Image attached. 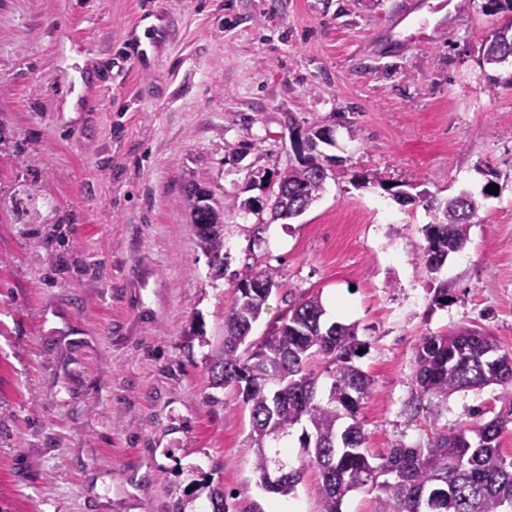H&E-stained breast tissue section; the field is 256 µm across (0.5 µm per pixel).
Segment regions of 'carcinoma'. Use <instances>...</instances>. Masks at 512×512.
Masks as SVG:
<instances>
[{"label":"carcinoma","mask_w":512,"mask_h":512,"mask_svg":"<svg viewBox=\"0 0 512 512\" xmlns=\"http://www.w3.org/2000/svg\"><path fill=\"white\" fill-rule=\"evenodd\" d=\"M506 35L482 40L484 92L493 95L501 84L512 85V74L498 70L512 64V18L503 20ZM319 136L304 140L310 151L298 166L275 174L270 190L271 210L280 218L304 214L324 191L327 174L318 166L313 151ZM210 194L206 182L191 181L187 190L190 220L203 250L218 260L224 251V210L218 203L196 206L197 197ZM435 212L425 228L427 268L441 267L448 256L461 252L469 241L471 224L480 201L461 192L445 201L427 199ZM260 277L270 284L252 288ZM279 288L277 273L268 267L248 266L233 285V298L224 310V342L211 365L213 382L231 388L249 411L251 433L245 452L252 455L261 488L286 496L294 492L301 471L288 463L283 450H270L267 442L288 435L306 423L301 448L321 475V512H343L345 497L358 488L377 493L378 512H512V457L499 448V438L512 424V354L500 349L493 337L464 328L456 332L424 336L416 348L411 376L412 396L407 411L413 419L429 421L431 434L423 444L400 442L385 457L366 448V435L358 419L361 402L373 382L357 365L358 351L365 349L356 326L324 317L321 296L314 294L289 307L288 318L261 342L247 345L253 325ZM334 365L327 401L318 398V379L305 371L313 357ZM496 385L507 391V400L494 416L475 420L457 431L439 427L441 408L448 396L469 389ZM210 512H228L224 486L208 481Z\"/></svg>","instance_id":"carcinoma-1"}]
</instances>
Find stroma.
<instances>
[{"mask_svg": "<svg viewBox=\"0 0 512 512\" xmlns=\"http://www.w3.org/2000/svg\"><path fill=\"white\" fill-rule=\"evenodd\" d=\"M459 2L0 0V129L24 146L0 159V512H206L208 476L228 512H320L301 427V483L266 493L248 410L211 385L247 266L280 282L251 341L316 293L356 324L376 456L430 433L404 412L422 337L468 327L512 353V87L484 93L500 18ZM317 126L337 159L321 198L293 220L242 211L251 172L297 164L292 133ZM200 175L224 210L219 263L189 218ZM490 183L465 249L427 270L433 213L389 186ZM500 393L453 394L440 426Z\"/></svg>", "mask_w": 512, "mask_h": 512, "instance_id": "obj_1", "label": "stroma"}]
</instances>
